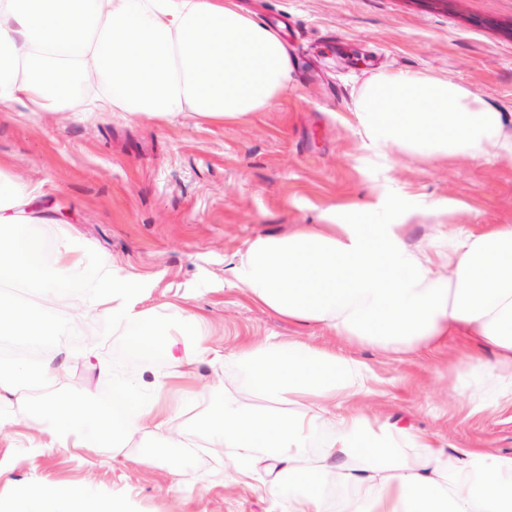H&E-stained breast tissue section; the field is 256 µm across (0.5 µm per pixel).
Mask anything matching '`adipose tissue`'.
<instances>
[{
  "instance_id": "1",
  "label": "adipose tissue",
  "mask_w": 512,
  "mask_h": 512,
  "mask_svg": "<svg viewBox=\"0 0 512 512\" xmlns=\"http://www.w3.org/2000/svg\"><path fill=\"white\" fill-rule=\"evenodd\" d=\"M291 72L281 34L234 0H0V112H65L77 89L95 88L101 112L235 121L270 107ZM351 112L381 161L512 158V112L439 77L380 72ZM40 195L0 168V285L35 294L21 303L0 294V335L45 343L32 360L0 357L1 437L34 430V454L117 453L144 431L186 448L176 422L189 397L199 436L224 452L235 479L264 463L270 512H512V454L450 450L350 409L375 377L336 349L269 336L225 354L182 308L174 338L140 309L139 278L109 262L88 266L67 236L49 244L29 229ZM459 208L402 196L336 205L324 223L249 241L230 282L284 320L405 359L435 355L451 336L477 337L494 362L467 354L449 363L450 390L470 391L477 412L512 406V224H435L423 241L410 237L415 217ZM51 307L98 311L141 348L159 338L169 373L147 385L115 375L108 405L68 390L69 355L48 343ZM204 359L235 365L243 382L196 387ZM19 512L125 510L64 485L30 490Z\"/></svg>"
}]
</instances>
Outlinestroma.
Masks as SVG:
<instances>
[{
	"mask_svg": "<svg viewBox=\"0 0 512 512\" xmlns=\"http://www.w3.org/2000/svg\"><path fill=\"white\" fill-rule=\"evenodd\" d=\"M235 2L265 22L288 20L280 33L292 81L264 111L235 122L187 112L169 123L120 112H0V166L44 191L35 231L50 240L64 230L89 265L108 260L138 276L141 306L159 319L177 306L200 314L210 340L229 349L272 335L336 347L371 367L376 392L364 407L380 421L449 447L512 454V407L475 413L448 390L449 360L478 351L474 339L452 336L441 354L401 360L283 320L224 281L249 240L320 223L338 203L454 199L463 208L449 223L511 224L512 161L380 163L362 148L350 109L360 87L385 70L446 78L512 107V0ZM93 334L100 357L125 376L147 383L168 368L163 356L132 353L101 317L80 327L65 320L54 343L71 354L70 390L101 398L112 385L80 356ZM153 450L147 433L120 455L94 448L80 461L1 441L0 459L12 470L0 491L18 501L31 487L66 484L97 499L124 497L126 512H267L261 479L218 478L224 459L204 441L167 449L152 470L131 466L130 457Z\"/></svg>",
	"mask_w": 512,
	"mask_h": 512,
	"instance_id": "stroma-1",
	"label": "stroma"
}]
</instances>
